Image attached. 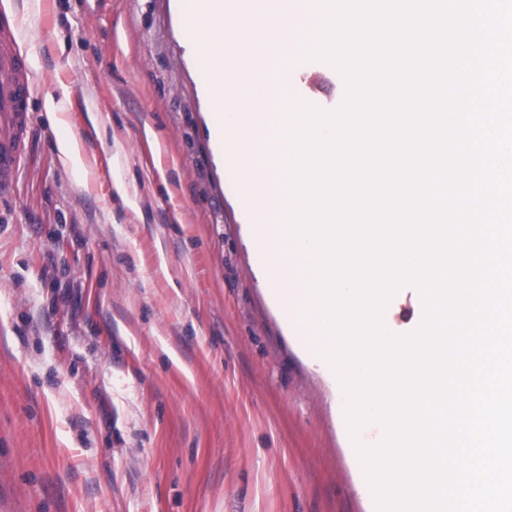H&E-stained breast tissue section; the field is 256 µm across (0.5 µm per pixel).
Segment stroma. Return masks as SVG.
<instances>
[{
	"label": "stroma",
	"mask_w": 512,
	"mask_h": 512,
	"mask_svg": "<svg viewBox=\"0 0 512 512\" xmlns=\"http://www.w3.org/2000/svg\"><path fill=\"white\" fill-rule=\"evenodd\" d=\"M28 3L0 2L33 71L0 194V512H377L338 394L256 269L175 0ZM290 66L291 97L340 107L331 63ZM388 309L402 334L422 322L411 286ZM56 151L58 158L64 168L72 170L74 173H82L84 166L78 139L73 133L60 135L56 139Z\"/></svg>",
	"instance_id": "obj_1"
}]
</instances>
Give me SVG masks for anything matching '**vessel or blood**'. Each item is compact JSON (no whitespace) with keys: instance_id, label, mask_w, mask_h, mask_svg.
I'll return each mask as SVG.
<instances>
[{"instance_id":"obj_1","label":"vessel or blood","mask_w":512,"mask_h":512,"mask_svg":"<svg viewBox=\"0 0 512 512\" xmlns=\"http://www.w3.org/2000/svg\"><path fill=\"white\" fill-rule=\"evenodd\" d=\"M32 73L9 26H0V192L14 184L31 121Z\"/></svg>"}]
</instances>
